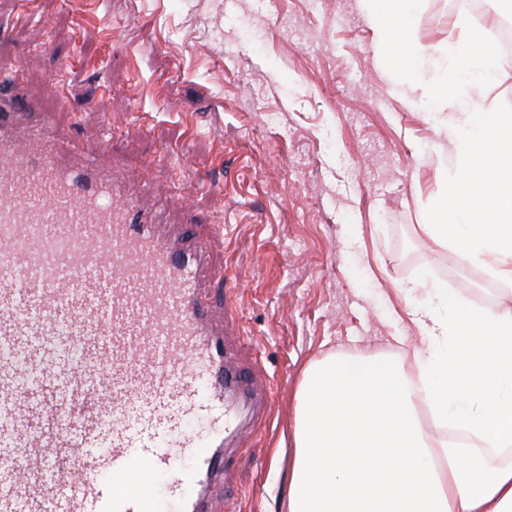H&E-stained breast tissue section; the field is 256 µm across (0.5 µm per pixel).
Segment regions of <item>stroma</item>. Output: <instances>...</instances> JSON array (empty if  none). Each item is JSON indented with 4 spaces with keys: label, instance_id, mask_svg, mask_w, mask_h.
Returning <instances> with one entry per match:
<instances>
[{
    "label": "stroma",
    "instance_id": "35a3bbf8",
    "mask_svg": "<svg viewBox=\"0 0 512 512\" xmlns=\"http://www.w3.org/2000/svg\"><path fill=\"white\" fill-rule=\"evenodd\" d=\"M505 4L474 20L423 0L411 25L391 21L429 50L408 79L382 65L358 0H0V59L61 134L109 128L86 149L113 177L146 176L142 204L206 244L214 322L273 384L225 450L223 512H279L310 362L397 335L421 346L420 280L470 305L512 299L424 233L453 153L427 85L449 41L470 22L491 34Z\"/></svg>",
    "mask_w": 512,
    "mask_h": 512
}]
</instances>
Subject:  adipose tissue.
<instances>
[{"mask_svg":"<svg viewBox=\"0 0 512 512\" xmlns=\"http://www.w3.org/2000/svg\"><path fill=\"white\" fill-rule=\"evenodd\" d=\"M419 0H361L386 66L423 56L395 42L387 18ZM436 308L411 311L425 339L411 353L330 355L309 364L297 394L287 512H512V309L465 305L437 282ZM435 427L470 436L451 444Z\"/></svg>","mask_w":512,"mask_h":512,"instance_id":"obj_1","label":"adipose tissue"}]
</instances>
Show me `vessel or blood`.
Instances as JSON below:
<instances>
[{
    "label": "vessel or blood",
    "mask_w": 512,
    "mask_h": 512,
    "mask_svg": "<svg viewBox=\"0 0 512 512\" xmlns=\"http://www.w3.org/2000/svg\"><path fill=\"white\" fill-rule=\"evenodd\" d=\"M19 63L0 60V512H217L239 435L231 395L261 401L211 318L207 252L60 137ZM204 419L206 436L186 427ZM193 468H185V459Z\"/></svg>",
    "instance_id": "1"
}]
</instances>
